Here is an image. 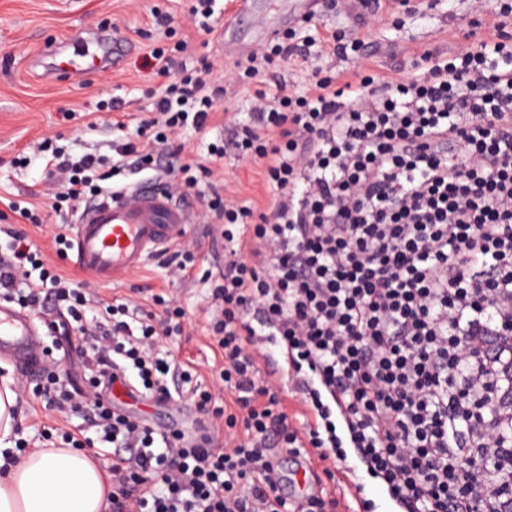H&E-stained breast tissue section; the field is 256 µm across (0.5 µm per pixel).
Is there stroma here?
I'll return each mask as SVG.
<instances>
[{"label":"stroma","mask_w":512,"mask_h":512,"mask_svg":"<svg viewBox=\"0 0 512 512\" xmlns=\"http://www.w3.org/2000/svg\"><path fill=\"white\" fill-rule=\"evenodd\" d=\"M192 4L193 0H0V230L22 227L15 214L8 212L7 201L44 189V162L39 154L42 138L56 137L58 146L75 158L87 153L112 155L119 133L111 126L112 113L96 111L95 104L117 96L125 103L127 117H141L146 92L164 82L146 57L148 45L163 34L175 40L189 37V61L207 59L213 65L212 78L218 82H225V73L260 47L256 30L245 21L237 33L236 50H221L214 34L196 30L191 24ZM498 9L497 0H490L487 12L481 15L473 12L470 0H391L381 21L365 28L360 24L365 12L361 0H346L332 8L314 6L310 21L295 20L288 24V31L319 41L328 34L355 29L367 44L365 55L275 60L263 79L244 77L225 83L222 112L215 114L203 130L187 128L174 139L176 155L172 164L195 160L211 170L198 187L186 190L179 200L190 214L188 236L199 245L194 277L170 278L167 264L171 257L166 254L116 284L84 279L76 270L72 273L75 284L87 285L90 292L107 299L135 302L140 301L141 290L147 288L177 294L185 311V332L164 340L162 349L175 362L188 363L198 386L211 391L216 405H223L224 393L213 385L215 350L202 327L212 286L206 274L223 267L224 242L209 232L211 215L205 196L214 188L240 201L268 204L273 200L272 189L257 169L239 161L230 148L229 122L248 120L256 88L273 93L284 84L289 91H301L316 69L327 75L354 66L365 67L371 74H389L396 69L412 72L422 66L423 52L441 56L455 47L478 43ZM155 10L167 14L166 28L154 25L151 13ZM106 22L111 23L114 34L131 45L118 68L99 73L92 84L83 86L62 78L46 80L32 69L31 63L38 60L44 42L67 40L69 34H77L78 27L94 28ZM77 36L75 42L67 40L68 53L83 56L96 52L92 39ZM213 143L223 146V159L211 160L208 147ZM4 369L6 375L24 385L18 421L30 447H42L43 428L67 431L79 424V416L63 417L45 401L33 398L34 381L26 379L12 363H5ZM137 409L162 426L174 419L181 427L195 429L203 422L189 401L157 404L148 400L138 403Z\"/></svg>","instance_id":"stroma-1"}]
</instances>
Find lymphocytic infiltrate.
Listing matches in <instances>:
<instances>
[{
  "label": "lymphocytic infiltrate",
  "mask_w": 512,
  "mask_h": 512,
  "mask_svg": "<svg viewBox=\"0 0 512 512\" xmlns=\"http://www.w3.org/2000/svg\"><path fill=\"white\" fill-rule=\"evenodd\" d=\"M173 47L149 56L168 83L148 94L154 117L114 157L72 159L51 139L52 213L111 191L127 160L169 154L186 124L204 129L225 89L208 61L175 71ZM284 38L254 50L240 73L310 56ZM233 146L273 188L271 205L213 195L207 207L227 252L205 330L223 366L224 403L174 371L163 339L185 312L161 292L144 305L92 302L48 264L29 234L9 232L0 299L76 335L87 388L48 369L34 397L81 415L75 447L95 433L112 447L110 512H336L334 490L285 495L274 449L334 476L356 456L401 512H512V5L464 45L405 75L313 71L306 92L254 96ZM288 351L301 414L263 374L265 337ZM181 390L171 391L169 374ZM146 398H188L208 423L160 430L112 406L116 385Z\"/></svg>",
  "instance_id": "lymphocytic-infiltrate-1"
}]
</instances>
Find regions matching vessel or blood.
<instances>
[{"label":"vessel or blood","instance_id":"b4317fda","mask_svg":"<svg viewBox=\"0 0 512 512\" xmlns=\"http://www.w3.org/2000/svg\"><path fill=\"white\" fill-rule=\"evenodd\" d=\"M94 39L99 52L88 61L66 57L57 42L45 51L54 58L58 72L84 85L102 69L115 67L127 48L123 39L107 31L95 33ZM188 224L187 210L173 201L165 183L136 182L81 210L70 226V261L98 281L115 282L174 247ZM43 334L25 310L0 303V357L9 358L33 379L41 378L47 367Z\"/></svg>","mask_w":512,"mask_h":512}]
</instances>
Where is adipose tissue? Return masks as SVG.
<instances>
[{
    "mask_svg": "<svg viewBox=\"0 0 512 512\" xmlns=\"http://www.w3.org/2000/svg\"><path fill=\"white\" fill-rule=\"evenodd\" d=\"M111 492L80 448H32L0 472V512H105Z\"/></svg>",
    "mask_w": 512,
    "mask_h": 512,
    "instance_id": "1",
    "label": "adipose tissue"
}]
</instances>
